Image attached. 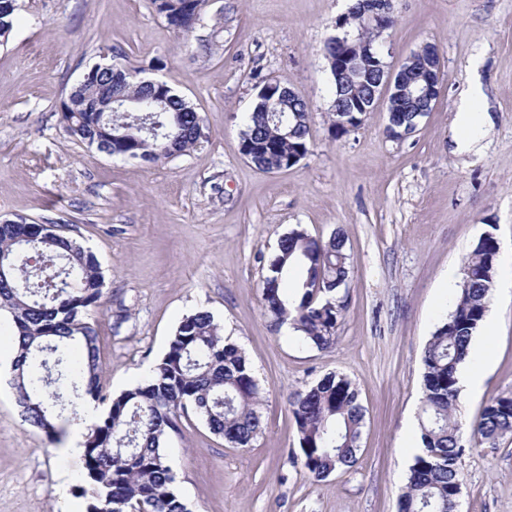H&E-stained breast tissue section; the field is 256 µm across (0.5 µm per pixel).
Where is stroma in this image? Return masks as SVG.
Instances as JSON below:
<instances>
[{
  "label": "stroma",
  "instance_id": "1",
  "mask_svg": "<svg viewBox=\"0 0 512 512\" xmlns=\"http://www.w3.org/2000/svg\"><path fill=\"white\" fill-rule=\"evenodd\" d=\"M350 0H206L192 32L176 33L150 0H19L0 46V219L63 225L104 276L97 330L102 385H137L181 319L211 311L246 351L265 430L229 447L196 416L167 449L193 512H397L420 445L422 357L454 309L463 263L493 234L499 261L489 308L461 373L457 417L471 428L486 403L512 394V0H394L384 34L392 61L436 43L447 80L414 133L385 132V104L336 135L324 44ZM116 62L165 81L204 119L205 137L158 163L112 157L67 134L60 106L94 64ZM275 80L310 103L311 147L292 168L263 173L240 153L243 118ZM484 93L482 152L452 140L459 95ZM343 230L350 280L336 341L320 350L289 326L272 330L260 291L263 260L295 227ZM348 376L366 409L357 464L315 480L301 464L288 399L329 373ZM0 359V512H70L83 455L25 422ZM458 512H512V436L465 435Z\"/></svg>",
  "mask_w": 512,
  "mask_h": 512
}]
</instances>
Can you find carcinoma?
Instances as JSON below:
<instances>
[{
    "label": "carcinoma",
    "mask_w": 512,
    "mask_h": 512,
    "mask_svg": "<svg viewBox=\"0 0 512 512\" xmlns=\"http://www.w3.org/2000/svg\"><path fill=\"white\" fill-rule=\"evenodd\" d=\"M203 0H152L155 11L181 34L199 19ZM349 4L347 29L361 41L374 37ZM18 10L0 13V45L9 41ZM111 84L131 98L130 105L156 99L155 112H95L100 87ZM336 135L349 102L331 80ZM280 98L290 122L278 127L258 96L245 116L241 154L259 171L288 169L310 150L305 98L283 95L287 87L261 85ZM68 133L115 157L156 163L196 147L203 118L165 82L146 84L122 68L96 71L61 104ZM499 245L482 237L466 258L455 306L442 318L423 355V396L419 426L422 447L410 465L398 497L399 512H454L452 501L463 478L458 460L465 451L456 416L458 369L482 324L492 294ZM0 312L8 313L18 336L11 386L25 421L56 434L55 421L76 418L78 403L91 398L102 406L84 441L86 512H191L176 489L168 462L170 432L193 412L209 431L233 448L253 446L263 433L260 387L245 351L223 334L205 309L186 315L168 351L137 386L113 397L103 392L98 336L86 321L99 306L104 276L95 255L77 241L44 224L23 219L0 224ZM344 234L326 240L297 226L283 235L265 266L260 288L265 312L276 327L285 324L318 349L336 341L345 309L339 296L349 279ZM300 459L316 480L356 465L365 427V408L355 383L330 373L289 401ZM473 436L494 445L512 435V396L491 400L473 425Z\"/></svg>",
    "instance_id": "cac0c4a2"
}]
</instances>
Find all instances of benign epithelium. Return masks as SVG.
Returning a JSON list of instances; mask_svg holds the SVG:
<instances>
[{
  "label": "benign epithelium",
  "mask_w": 512,
  "mask_h": 512,
  "mask_svg": "<svg viewBox=\"0 0 512 512\" xmlns=\"http://www.w3.org/2000/svg\"><path fill=\"white\" fill-rule=\"evenodd\" d=\"M359 6L367 21L375 26L378 42L363 41L360 46H355V38L344 30L345 22L340 17L336 21L338 33L330 37L331 43L336 46V58L331 60V65L338 81L347 85L352 82V76L357 74L359 58L356 53L359 52L364 58L376 59L381 84L372 93V97L354 100L347 111L360 113L359 122L362 123L384 95L387 96V111L390 113L407 111L404 105L407 94L417 100L435 103L445 83L439 48L432 43H425L397 65L388 62L384 55L376 58L379 47L384 45L382 36L387 30L384 19L392 13L393 0H360ZM425 115L424 111L416 113V121L408 125H398L391 120L387 132L391 137L401 139L411 134Z\"/></svg>",
  "instance_id": "7a95c632"
}]
</instances>
